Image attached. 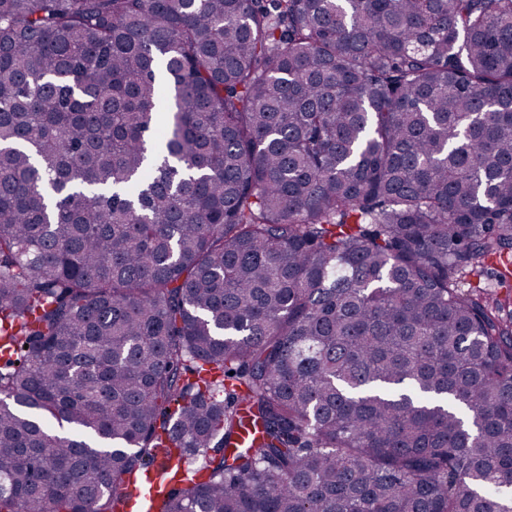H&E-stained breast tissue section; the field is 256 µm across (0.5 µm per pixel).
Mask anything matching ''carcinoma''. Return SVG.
Returning a JSON list of instances; mask_svg holds the SVG:
<instances>
[{"label": "carcinoma", "mask_w": 512, "mask_h": 512, "mask_svg": "<svg viewBox=\"0 0 512 512\" xmlns=\"http://www.w3.org/2000/svg\"><path fill=\"white\" fill-rule=\"evenodd\" d=\"M512 0H0V512H512Z\"/></svg>", "instance_id": "1"}]
</instances>
